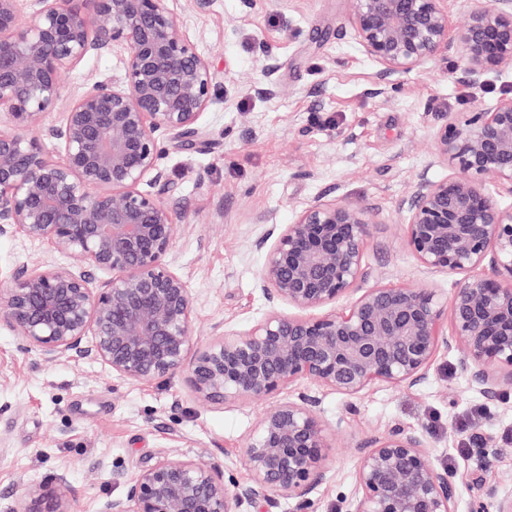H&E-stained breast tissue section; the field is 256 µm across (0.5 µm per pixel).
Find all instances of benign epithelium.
<instances>
[{
    "label": "benign epithelium",
    "mask_w": 512,
    "mask_h": 512,
    "mask_svg": "<svg viewBox=\"0 0 512 512\" xmlns=\"http://www.w3.org/2000/svg\"><path fill=\"white\" fill-rule=\"evenodd\" d=\"M31 2L26 24L20 0H0V237L46 241L72 264L17 270L0 291V327L46 363L91 359L130 382L182 374L202 403L275 399L245 441L244 480L228 486L217 466L163 455L102 512H271L280 496L306 512L333 443L316 396L277 399L305 380L341 395L351 414L375 383L425 382L445 345L486 399L512 390V208L489 188L512 193V95L448 113L434 135L448 175L420 173L397 204L418 264L457 277L450 300L418 284L359 287L376 214L322 197L290 224L258 217L270 225L256 241L267 311L198 346L191 290L170 259L181 209L169 202L164 160L175 143H205L210 63L170 0ZM351 2L354 39L384 82L447 53L478 88L512 67V0L473 9L453 33L446 0ZM117 49L122 77L88 79L62 120L43 125L63 98L62 73ZM357 448L347 512H455L463 482L476 489L471 512H512V496L437 468L418 428L391 427ZM8 512L73 510L59 490L34 484Z\"/></svg>",
    "instance_id": "7a95c632"
}]
</instances>
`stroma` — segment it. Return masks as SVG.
Masks as SVG:
<instances>
[{
    "label": "stroma",
    "instance_id": "obj_1",
    "mask_svg": "<svg viewBox=\"0 0 512 512\" xmlns=\"http://www.w3.org/2000/svg\"><path fill=\"white\" fill-rule=\"evenodd\" d=\"M217 76V95L199 123L206 151H170L165 165L186 209L170 259L194 303V336L208 343L224 326L246 327L266 302L258 285L265 231L257 217L289 224L326 195L373 208L362 287L424 283L451 295L455 278L425 272L404 246L396 205L434 162V131L449 113L468 111L474 95L493 103L512 93V69L489 74L484 92L462 82L440 56L381 84L379 65L348 25L351 0H172ZM277 62L265 79V59ZM119 54L85 59L63 77L71 98L88 78L119 79ZM273 94H261L267 81ZM47 242L0 237V289L15 271L63 263ZM334 448L328 481L310 493V512H346L358 464L357 444L392 426L418 428L438 468L475 475L512 494V391L492 403L470 387L456 351L439 348L423 384L376 383L345 412L342 396L305 381ZM265 399L198 402L183 376L127 382L89 360L45 363L16 332L0 330V512L31 484L64 476L74 512H101L124 494L113 473L134 477L160 453L214 462L225 481L246 476L244 444L268 407Z\"/></svg>",
    "mask_w": 512,
    "mask_h": 512
}]
</instances>
